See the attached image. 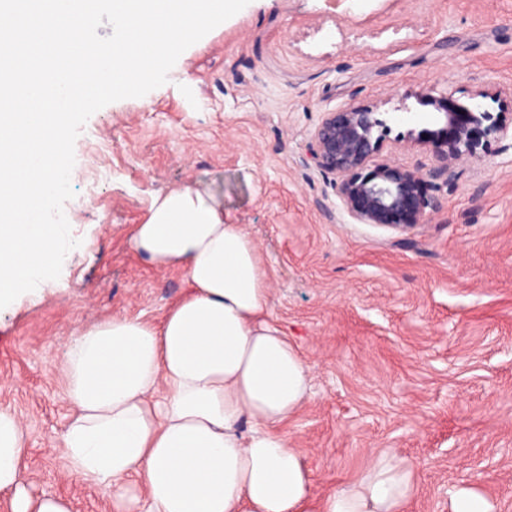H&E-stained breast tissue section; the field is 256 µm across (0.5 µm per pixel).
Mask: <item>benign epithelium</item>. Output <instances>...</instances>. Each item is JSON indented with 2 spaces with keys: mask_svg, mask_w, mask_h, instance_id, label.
<instances>
[{
  "mask_svg": "<svg viewBox=\"0 0 512 512\" xmlns=\"http://www.w3.org/2000/svg\"><path fill=\"white\" fill-rule=\"evenodd\" d=\"M435 109V128L409 131V142L433 152L437 165L424 172L382 157L388 126L373 109L351 105L326 112L314 133L311 157L336 178V193L347 213L362 224L407 232L425 223L435 202L423 193L428 181L448 179L463 160L481 159L475 132L504 139L512 136V113L475 111L446 97L420 94Z\"/></svg>",
  "mask_w": 512,
  "mask_h": 512,
  "instance_id": "7a95c632",
  "label": "benign epithelium"
}]
</instances>
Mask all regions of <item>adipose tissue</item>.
I'll list each match as a JSON object with an SVG mask.
<instances>
[{
	"instance_id": "1",
	"label": "adipose tissue",
	"mask_w": 512,
	"mask_h": 512,
	"mask_svg": "<svg viewBox=\"0 0 512 512\" xmlns=\"http://www.w3.org/2000/svg\"><path fill=\"white\" fill-rule=\"evenodd\" d=\"M131 248L187 288L160 325L113 317L77 330L64 359L71 416L59 432L66 471L122 512L139 483L147 512H402L413 484L393 453L323 500L283 424L307 400L310 372L271 320L260 251L223 201L185 186L154 196ZM27 433L0 409V494L12 512H71L30 496Z\"/></svg>"
}]
</instances>
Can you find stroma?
Here are the masks:
<instances>
[{"label":"stroma","mask_w":512,"mask_h":512,"mask_svg":"<svg viewBox=\"0 0 512 512\" xmlns=\"http://www.w3.org/2000/svg\"><path fill=\"white\" fill-rule=\"evenodd\" d=\"M425 92L494 113L512 99V0H250L166 84L88 119L64 205L79 245L0 309V408L28 434L32 495L113 512L55 446L66 346L107 318L160 322L183 295L184 272L152 267L129 236L154 194L194 185L245 225L311 371L285 430L313 496L393 452L413 476L402 512H450L465 488L512 512V141L427 186L437 209L408 233L352 219L310 157L324 113L356 104L386 120L392 162L434 167L404 140L430 124Z\"/></svg>","instance_id":"35a3bbf8"}]
</instances>
